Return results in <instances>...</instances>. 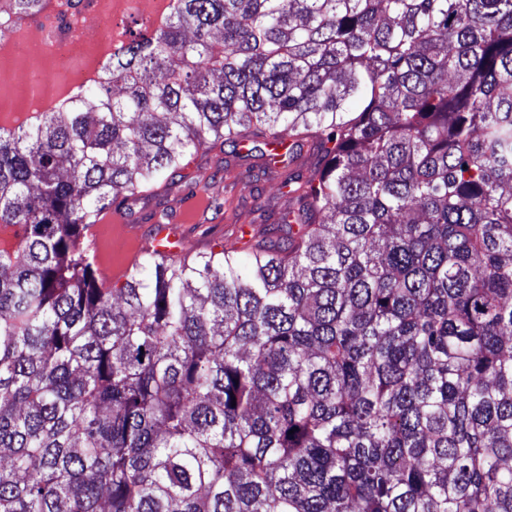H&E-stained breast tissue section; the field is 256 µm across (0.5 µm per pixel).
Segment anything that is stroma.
I'll return each mask as SVG.
<instances>
[{
    "label": "stroma",
    "instance_id": "stroma-1",
    "mask_svg": "<svg viewBox=\"0 0 512 512\" xmlns=\"http://www.w3.org/2000/svg\"><path fill=\"white\" fill-rule=\"evenodd\" d=\"M260 164V158L215 149L195 157L183 178L133 206L114 203L91 230L93 248L106 258L97 268L99 278L108 284L118 281L126 262L124 242L146 243L163 227L179 234L195 254L220 250L242 238H268L267 214L288 207L290 200L279 193L276 180L248 177V168ZM201 178L210 179V186L198 187ZM116 211L122 218L118 227L112 222Z\"/></svg>",
    "mask_w": 512,
    "mask_h": 512
}]
</instances>
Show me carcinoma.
Returning <instances> with one entry per match:
<instances>
[{
	"instance_id": "1",
	"label": "carcinoma",
	"mask_w": 512,
	"mask_h": 512,
	"mask_svg": "<svg viewBox=\"0 0 512 512\" xmlns=\"http://www.w3.org/2000/svg\"><path fill=\"white\" fill-rule=\"evenodd\" d=\"M219 142L277 239L99 280ZM0 227V512H512V0H174L0 127Z\"/></svg>"
}]
</instances>
